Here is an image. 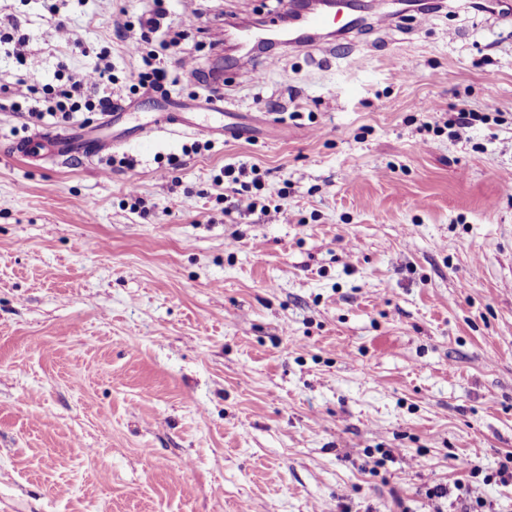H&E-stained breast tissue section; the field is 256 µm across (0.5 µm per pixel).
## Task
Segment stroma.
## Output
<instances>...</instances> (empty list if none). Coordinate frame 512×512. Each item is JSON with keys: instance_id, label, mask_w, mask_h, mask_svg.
<instances>
[{"instance_id": "obj_1", "label": "stroma", "mask_w": 512, "mask_h": 512, "mask_svg": "<svg viewBox=\"0 0 512 512\" xmlns=\"http://www.w3.org/2000/svg\"><path fill=\"white\" fill-rule=\"evenodd\" d=\"M445 2L258 83L225 72L240 131L199 154L161 133L32 165L0 107V512H512V23ZM147 5L64 19L124 81L114 23ZM269 5L201 0L176 98L207 94L209 29ZM0 31L28 39L0 86L88 62L44 0H0ZM167 101L127 95L114 130ZM463 107L489 120L458 141ZM228 163L287 188L288 223L224 216Z\"/></svg>"}]
</instances>
